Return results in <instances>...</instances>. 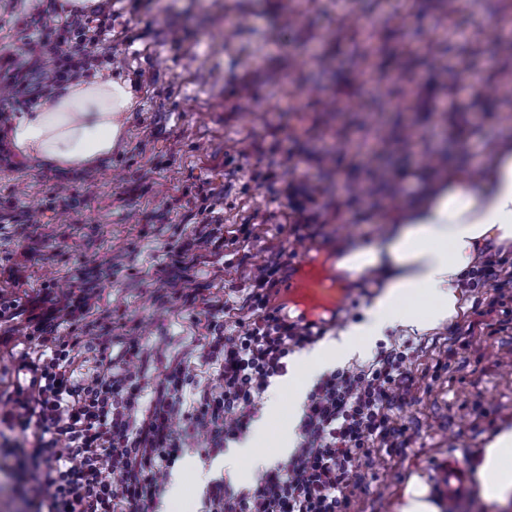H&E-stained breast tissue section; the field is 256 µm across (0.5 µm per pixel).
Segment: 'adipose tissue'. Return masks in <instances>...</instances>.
<instances>
[{
    "label": "adipose tissue",
    "mask_w": 512,
    "mask_h": 512,
    "mask_svg": "<svg viewBox=\"0 0 512 512\" xmlns=\"http://www.w3.org/2000/svg\"><path fill=\"white\" fill-rule=\"evenodd\" d=\"M136 96L121 76L73 81L33 111L15 115L8 140L21 158L59 168H89L126 136ZM512 251V143L496 153L486 177H449L420 207L404 213L373 246L346 253L338 268L363 274L385 269L384 292L364 322L338 339L303 352L298 363L317 371L356 351L388 328L424 330L456 320L461 288L480 255ZM426 301L417 312L415 301ZM482 499L512 502V427L488 441L477 466Z\"/></svg>",
    "instance_id": "ef3b65f1"
}]
</instances>
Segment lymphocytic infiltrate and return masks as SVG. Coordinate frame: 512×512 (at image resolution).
<instances>
[{"label": "lymphocytic infiltrate", "mask_w": 512, "mask_h": 512, "mask_svg": "<svg viewBox=\"0 0 512 512\" xmlns=\"http://www.w3.org/2000/svg\"><path fill=\"white\" fill-rule=\"evenodd\" d=\"M25 26L32 38L4 58L0 75L16 93L1 112L34 105L89 76L112 29L102 10L67 13L58 0H46ZM280 271L266 266L254 275L234 325L211 318L200 357L217 364L216 381L191 402L181 365L157 381L146 408L143 379L106 356L98 357L96 376L75 380L76 341L48 336L37 325V338L50 340L51 353L22 362L31 383L0 414V427L22 438L14 460L28 512H155L168 470L183 453L175 418L206 430L212 453L241 439L272 378L287 373L289 356L323 333L318 322L288 321L271 306ZM413 359L408 348H393L366 367L323 373L307 394L292 454L266 470L256 487L213 484L214 512H348L352 485L373 449L403 445L404 429L391 410L414 384Z\"/></svg>", "instance_id": "f902f5d3"}]
</instances>
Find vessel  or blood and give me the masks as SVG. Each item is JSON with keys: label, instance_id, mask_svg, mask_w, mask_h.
<instances>
[{"label": "vessel or blood", "instance_id": "b4317fda", "mask_svg": "<svg viewBox=\"0 0 512 512\" xmlns=\"http://www.w3.org/2000/svg\"><path fill=\"white\" fill-rule=\"evenodd\" d=\"M295 273L284 283L282 292L309 311L332 312L344 305L347 291L325 268L309 262L301 249H293L286 256ZM467 449H453L447 461L432 473L436 491L451 501L467 497L470 491V475L466 463Z\"/></svg>", "mask_w": 512, "mask_h": 512}]
</instances>
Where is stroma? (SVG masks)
Segmentation results:
<instances>
[{"mask_svg": "<svg viewBox=\"0 0 512 512\" xmlns=\"http://www.w3.org/2000/svg\"><path fill=\"white\" fill-rule=\"evenodd\" d=\"M296 25L284 28L288 0H107L112 14V58L102 77L126 76L138 106L127 119L124 143L89 170H62L19 158L0 121V292L18 302L16 319L0 324V412L10 409L16 367L43 348L30 339L46 321L55 335L73 336L81 353L72 366L83 379L96 369V348L155 382L183 363L193 385L213 383L198 359L210 316L233 322L257 269L282 263L296 242L335 266L336 255L371 245L402 205L420 204L449 170L480 164L512 139V104L487 110L474 77L492 76L499 35L490 29L501 0H470L454 21L463 32L484 31L483 52L452 56L432 37L434 17L419 16L409 0H302ZM39 0H0V49L25 40L24 21ZM395 31L391 68L418 48L409 83L383 91L390 127L413 121L421 135L415 154L393 149L384 184L363 192L373 168L365 155L338 150L323 163L318 149L345 137H372L370 116L355 111L341 81L312 91V64L303 52L317 38L329 59H342L351 17ZM243 37L226 38L229 24ZM285 68L287 84L269 79ZM305 197L295 211L289 192ZM252 234L222 241L240 225ZM202 240L195 263L176 265L177 244ZM383 273L350 279L348 302L326 321L324 339L362 322L380 297ZM493 290L463 291L466 306L453 323L429 330L389 328L362 349L340 356L339 367H360L382 350L409 343L415 385L393 418L406 444L378 448L356 479L350 512H400L410 485L427 488L431 471L451 448L478 462L491 433L512 426V326L482 336L476 352L448 356V339L465 336ZM75 316H68V308ZM143 346L126 359L129 338ZM448 367L437 370L438 362ZM176 431L184 430L175 420ZM185 452L173 466L184 482L186 512H210L212 483L230 481L224 456L206 454L207 436L185 432Z\"/></svg>", "mask_w": 512, "mask_h": 512, "instance_id": "stroma-1", "label": "stroma"}]
</instances>
